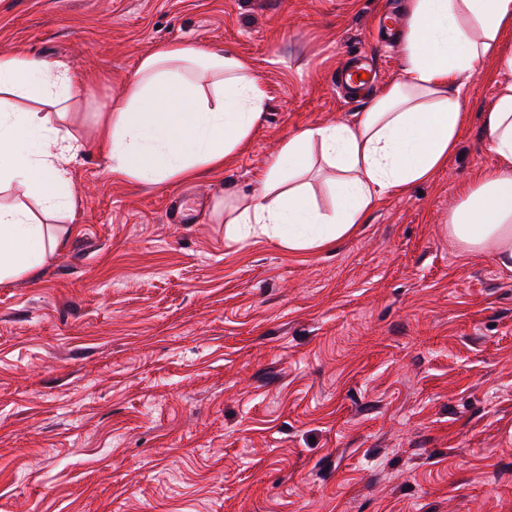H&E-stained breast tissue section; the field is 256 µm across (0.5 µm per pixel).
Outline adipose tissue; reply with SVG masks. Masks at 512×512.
<instances>
[{
  "instance_id": "obj_1",
  "label": "adipose tissue",
  "mask_w": 512,
  "mask_h": 512,
  "mask_svg": "<svg viewBox=\"0 0 512 512\" xmlns=\"http://www.w3.org/2000/svg\"><path fill=\"white\" fill-rule=\"evenodd\" d=\"M512 0H411L400 77L353 122L288 135L256 177L259 192L224 211L231 240L267 238L310 252L348 237L384 193L429 179L458 146L467 84L477 64L506 77L483 115L495 164L450 211L447 230L467 254L512 273ZM77 88L57 61L0 53V183L44 208L63 207L79 140L60 135ZM267 95L250 62L222 50L172 44L142 58L124 104L100 111L95 151L112 174L146 183L216 171L251 136ZM336 171V207L323 212L301 181L313 152ZM58 247L25 205L0 206V281L32 273Z\"/></svg>"
}]
</instances>
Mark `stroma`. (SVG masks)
<instances>
[{"label":"stroma","instance_id":"stroma-1","mask_svg":"<svg viewBox=\"0 0 512 512\" xmlns=\"http://www.w3.org/2000/svg\"><path fill=\"white\" fill-rule=\"evenodd\" d=\"M409 0H0V52L66 64L59 129L84 149L64 242L0 282V512H512V273L444 232L494 163L466 90L458 149L379 198L347 239L291 252L226 236L282 140L353 121L396 80L378 34ZM246 58L264 114L223 170L113 177L93 151L103 105L170 44ZM373 67L368 97L336 72ZM193 206L189 224L168 206Z\"/></svg>","mask_w":512,"mask_h":512}]
</instances>
